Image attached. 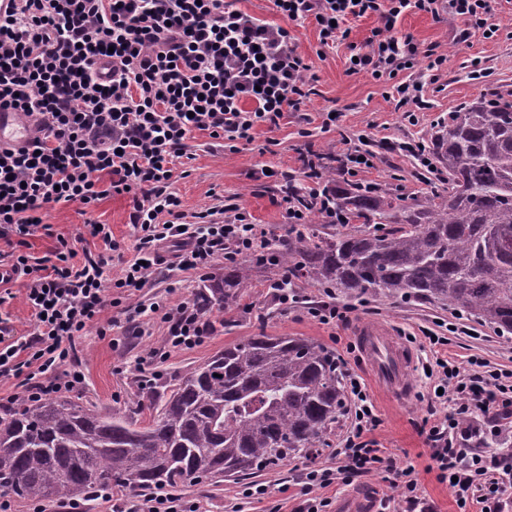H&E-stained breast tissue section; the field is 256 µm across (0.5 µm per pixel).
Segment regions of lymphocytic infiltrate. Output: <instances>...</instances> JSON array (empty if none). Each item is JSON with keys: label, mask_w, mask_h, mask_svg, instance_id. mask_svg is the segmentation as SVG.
I'll use <instances>...</instances> for the list:
<instances>
[{"label": "lymphocytic infiltrate", "mask_w": 512, "mask_h": 512, "mask_svg": "<svg viewBox=\"0 0 512 512\" xmlns=\"http://www.w3.org/2000/svg\"><path fill=\"white\" fill-rule=\"evenodd\" d=\"M274 6L284 24L261 21L231 0H16L15 10L0 17V111L23 113L39 127L28 145L0 146V240L12 244L11 272L27 278L34 318L32 333L21 336L0 319V378L15 382L5 403L81 387L86 377L77 341L92 328L106 334L115 308L128 319L146 316L168 328L160 346L134 366L140 388H152L161 377L158 363L203 344L212 324L193 302L144 303L136 293L162 268L208 278L219 262L270 256L265 231L246 211L235 210L226 221L201 212L188 221L172 184L194 132L248 141L256 126L279 127L286 113L300 110L312 79L288 22L313 20L321 45L329 46L348 39L350 21L376 16L366 50L348 70L393 81L400 102L419 109L425 106L420 84L399 80V72L422 58L437 71L446 57L397 36L407 10L460 18L463 42L499 31L488 21L492 0H274ZM114 193L129 195L136 234L120 278L105 275L110 253L120 249L105 224H90L88 232L109 254L77 253L65 239L55 263L27 253L29 237L45 228L49 205L89 208ZM451 333L472 330L451 322L445 333H423L433 349L432 400L449 408L425 421L430 468L460 507L505 512L512 467L496 449L460 447L457 436L474 415L495 425L512 418V370L445 357L440 348ZM345 387L351 430L333 451L334 465L304 469L297 512H330L321 489L379 473L392 489L382 512L393 506L416 512L421 497L414 467L398 468L371 439L380 418L362 378L346 372Z\"/></svg>", "instance_id": "obj_1"}]
</instances>
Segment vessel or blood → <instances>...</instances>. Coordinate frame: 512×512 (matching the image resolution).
<instances>
[{
    "mask_svg": "<svg viewBox=\"0 0 512 512\" xmlns=\"http://www.w3.org/2000/svg\"><path fill=\"white\" fill-rule=\"evenodd\" d=\"M34 134V127L22 114L0 112V144L23 143ZM353 336L355 351L369 377L390 398L404 401L412 392L411 372L416 364L412 346L381 324L359 323Z\"/></svg>",
    "mask_w": 512,
    "mask_h": 512,
    "instance_id": "obj_1",
    "label": "vessel or blood"
}]
</instances>
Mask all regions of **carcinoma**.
Here are the masks:
<instances>
[{"instance_id":"obj_1","label":"carcinoma","mask_w":512,"mask_h":512,"mask_svg":"<svg viewBox=\"0 0 512 512\" xmlns=\"http://www.w3.org/2000/svg\"><path fill=\"white\" fill-rule=\"evenodd\" d=\"M443 185L407 200L334 184L351 224H395L324 237L288 235L276 282L296 277L342 293L417 298L512 334V100L479 97L431 136ZM248 265L198 294L230 307ZM146 425L79 396L26 399L0 411V488L62 502L130 488L149 493L207 479L256 476L289 459L317 460L345 413L336 354L295 336L260 334L224 348L150 403ZM469 448L512 450V430L469 429Z\"/></svg>"}]
</instances>
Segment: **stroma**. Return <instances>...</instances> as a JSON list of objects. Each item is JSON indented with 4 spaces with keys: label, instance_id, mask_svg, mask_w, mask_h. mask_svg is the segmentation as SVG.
Listing matches in <instances>:
<instances>
[{
    "label": "stroma",
    "instance_id": "35a3bbf8",
    "mask_svg": "<svg viewBox=\"0 0 512 512\" xmlns=\"http://www.w3.org/2000/svg\"><path fill=\"white\" fill-rule=\"evenodd\" d=\"M491 23L501 34L494 39L473 38L458 41L463 29L461 19L441 14L440 18L409 11L398 24L400 35L412 36L422 47H437L447 57L438 74L427 71L426 59L416 67L401 72L404 80H413L422 87L427 106L417 113V123H409L405 107L389 99L387 81L348 71L353 47H364L377 21L365 17L351 21V33L346 41L324 48L319 43L318 30L312 21L291 25L290 31L299 54L310 65L315 79L313 92L300 111L287 113L279 128L260 125L253 129L251 141L238 142L236 148L223 147L195 132L188 142L189 160L185 172L177 177L175 191L180 195L187 214L212 211L223 219L228 205L235 204L250 214L253 223L261 225L273 248H281L287 235L288 218L280 203L281 185L275 174H292L296 186H305L303 156L308 153L326 155L335 171V179L347 184L357 182L377 184L380 189L412 198L440 186L436 175H419L412 161L390 148L391 143L410 138H428L436 127L447 124L451 112L479 95L512 93V0H496ZM478 57L487 70L486 78L471 79L468 61ZM335 121H328V113ZM374 153V168L351 177L342 174L341 160L353 150ZM130 198L112 194L83 209L77 204H55L48 209L46 221L50 233L30 237L29 253L36 258L50 257L58 237L81 238L83 248L95 253L105 252L101 239L86 235L85 224L95 221L106 224L113 238L125 250H132L134 230L129 222ZM271 272L263 264H254L247 288L241 289L236 305L229 310L212 313L214 327L206 342L192 350L172 355L161 364L162 384L175 381L188 368L205 363L224 347L258 334L296 336L316 342L342 356L348 369L360 372L352 345V331L357 323L375 322L389 325L398 337H412L418 359H425L419 336L422 330L436 328L438 323L451 321L454 313L448 308L422 300L401 301L394 298L366 297L347 322L322 325L308 313L307 302L323 299L324 288L298 282L302 304L288 307L276 300L270 288ZM204 282L197 275L173 272L171 279L157 276L138 292L137 297L149 301L168 296L171 304L195 299ZM469 336H451L447 353L458 362L471 357L483 359L489 366L512 369V334L497 333L484 323L469 318ZM167 332L159 321L148 324L146 335H133L126 321H119L110 336L90 331L82 337L78 350L86 384L84 395L97 404L102 412L131 416L141 422L151 419L148 410L150 393L139 390L128 364L157 346ZM413 392L405 403L390 400L375 384H368V393L376 406L380 424L374 430L385 455L398 467H414L420 484V495L426 512H460L447 484L429 472L431 449L422 432L428 403L424 399L431 382L421 368L412 373ZM304 462L295 460L267 469L256 480L268 491L260 498L244 497L247 478H227L219 483L207 482L185 490L186 497L199 498L209 512H295L302 502L300 476Z\"/></svg>",
    "mask_w": 512,
    "mask_h": 512
}]
</instances>
